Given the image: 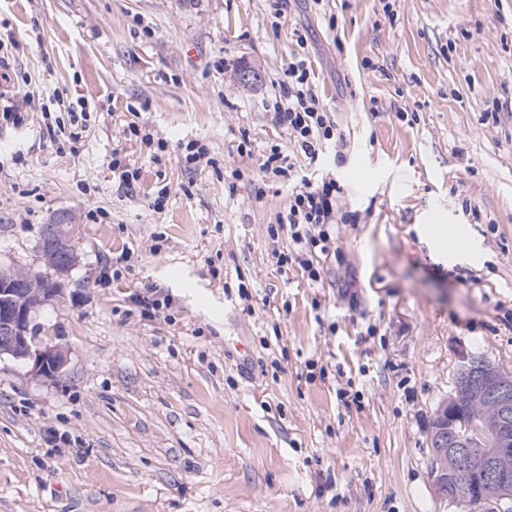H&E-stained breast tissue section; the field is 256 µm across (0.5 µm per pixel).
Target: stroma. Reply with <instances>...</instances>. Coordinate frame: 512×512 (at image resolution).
<instances>
[{
	"instance_id": "obj_1",
	"label": "stroma",
	"mask_w": 512,
	"mask_h": 512,
	"mask_svg": "<svg viewBox=\"0 0 512 512\" xmlns=\"http://www.w3.org/2000/svg\"><path fill=\"white\" fill-rule=\"evenodd\" d=\"M299 50L358 217L316 282L284 262L288 189L260 170ZM84 99L78 139H53ZM7 105L0 264L45 273L63 208L79 263L35 316L65 374L0 357V512H469L436 492L429 438L463 356L512 371V0H0ZM135 117L166 151L122 136ZM190 142L211 164H184Z\"/></svg>"
}]
</instances>
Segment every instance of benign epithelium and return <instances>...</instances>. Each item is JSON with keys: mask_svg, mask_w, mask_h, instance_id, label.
I'll return each mask as SVG.
<instances>
[{"mask_svg": "<svg viewBox=\"0 0 512 512\" xmlns=\"http://www.w3.org/2000/svg\"><path fill=\"white\" fill-rule=\"evenodd\" d=\"M73 218L72 212L63 210L42 228L38 249L51 273L41 277L37 299L19 282L15 269L0 266V357L8 355L43 378L63 376L68 364L65 349L51 337L38 335L32 319L44 303L67 295L66 286L78 262ZM470 394L491 401L496 408L498 432L491 448L482 447L476 439L481 425L457 426V404ZM430 444L438 464L454 463L452 479L442 477V468L434 480L440 495L454 501L512 499V393L496 365L474 355L463 358L453 391L439 409Z\"/></svg>", "mask_w": 512, "mask_h": 512, "instance_id": "1", "label": "benign epithelium"}]
</instances>
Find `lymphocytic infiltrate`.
Wrapping results in <instances>:
<instances>
[{
	"instance_id": "1",
	"label": "lymphocytic infiltrate",
	"mask_w": 512,
	"mask_h": 512,
	"mask_svg": "<svg viewBox=\"0 0 512 512\" xmlns=\"http://www.w3.org/2000/svg\"><path fill=\"white\" fill-rule=\"evenodd\" d=\"M278 86L272 120L287 134L291 147L285 150L272 146L261 171L287 183L291 190L288 206L277 222L288 233L289 261L314 282L320 277L315 265L317 256L336 251L334 224L349 223L350 217L339 209L345 194L341 181L332 174L314 181L304 169L320 166L329 158L342 163L346 142L336 115L324 104L304 58H289Z\"/></svg>"
}]
</instances>
